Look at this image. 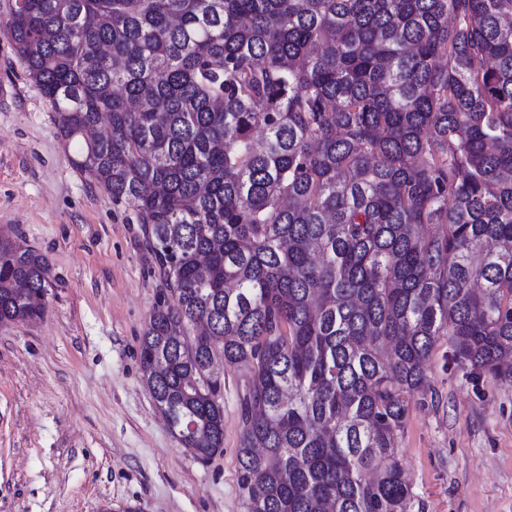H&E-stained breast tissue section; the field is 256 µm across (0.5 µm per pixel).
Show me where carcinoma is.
Returning <instances> with one entry per match:
<instances>
[{
    "instance_id": "carcinoma-1",
    "label": "carcinoma",
    "mask_w": 512,
    "mask_h": 512,
    "mask_svg": "<svg viewBox=\"0 0 512 512\" xmlns=\"http://www.w3.org/2000/svg\"><path fill=\"white\" fill-rule=\"evenodd\" d=\"M7 32L143 225L140 364L177 441L221 452L220 359L249 376L246 512H410L437 340L512 385V0H15ZM50 287L1 236L0 325Z\"/></svg>"
}]
</instances>
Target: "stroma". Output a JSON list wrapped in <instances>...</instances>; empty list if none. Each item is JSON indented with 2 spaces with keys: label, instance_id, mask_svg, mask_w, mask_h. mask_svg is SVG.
<instances>
[{
  "label": "stroma",
  "instance_id": "obj_1",
  "mask_svg": "<svg viewBox=\"0 0 512 512\" xmlns=\"http://www.w3.org/2000/svg\"><path fill=\"white\" fill-rule=\"evenodd\" d=\"M0 0V233L43 254L44 315L0 326V512H245L238 485L247 374L225 368L223 451L172 436L139 343L162 283L142 227L71 163L23 71ZM440 337L432 401L412 397L398 452L411 512H512V385L472 381Z\"/></svg>",
  "mask_w": 512,
  "mask_h": 512
}]
</instances>
